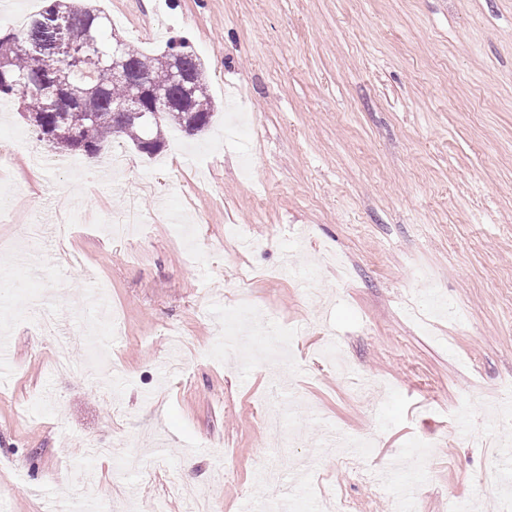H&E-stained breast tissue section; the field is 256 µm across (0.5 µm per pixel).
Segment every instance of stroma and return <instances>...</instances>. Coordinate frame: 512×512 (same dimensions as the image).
Here are the masks:
<instances>
[{"label":"stroma","mask_w":512,"mask_h":512,"mask_svg":"<svg viewBox=\"0 0 512 512\" xmlns=\"http://www.w3.org/2000/svg\"><path fill=\"white\" fill-rule=\"evenodd\" d=\"M91 4L146 55L185 39L216 116L113 140V175L34 164L0 98V512H181L186 480L209 512H512L479 481L512 465V0ZM61 214L76 263L15 244Z\"/></svg>","instance_id":"35a3bbf8"}]
</instances>
